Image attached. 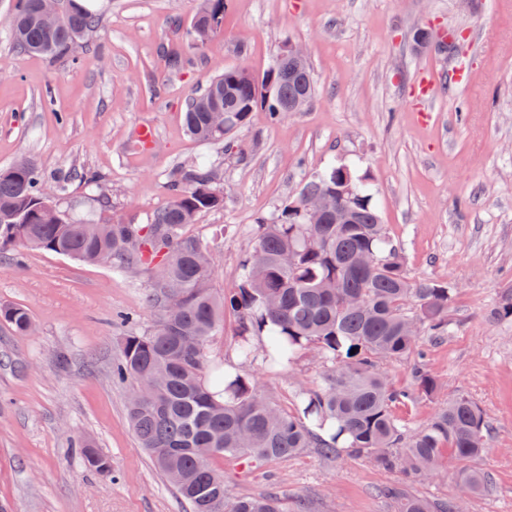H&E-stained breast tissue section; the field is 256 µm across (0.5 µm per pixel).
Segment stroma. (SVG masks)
Wrapping results in <instances>:
<instances>
[{
    "instance_id": "35a3bbf8",
    "label": "stroma",
    "mask_w": 512,
    "mask_h": 512,
    "mask_svg": "<svg viewBox=\"0 0 512 512\" xmlns=\"http://www.w3.org/2000/svg\"><path fill=\"white\" fill-rule=\"evenodd\" d=\"M17 0H0V169L31 158L46 180L67 177L55 199L71 218L142 224L171 199L170 171L208 161L223 208L188 234L211 241L217 291L234 287L259 221L275 217L305 179L329 164L355 166L388 237L415 278L457 291L448 331L425 337L431 398L396 406L410 431L464 395L486 413L490 437L475 468L488 493L460 495L444 462L412 493L460 497L459 512H512V319L489 311L512 286V0H228L224 28L204 47L191 36L197 0H94L98 24L62 55H31L12 41ZM420 28L454 33L455 53L421 49ZM303 46L315 82L308 106L279 120L251 112L235 135L246 161L188 136L187 99L232 67L262 74L285 45ZM194 59L170 71L164 47ZM466 82H448L449 69ZM156 132L149 147L139 126ZM155 270L132 274L51 251L0 258V306L24 308L27 336L0 323V507L6 512H188L127 422L130 384L113 378L120 342L151 328ZM307 353L261 386L289 407L297 385L318 381ZM112 462L86 466L82 445ZM235 496L270 495L286 512H395L381 486L399 481L370 459L308 448L267 464L215 459Z\"/></svg>"
}]
</instances>
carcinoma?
<instances>
[{
  "label": "carcinoma",
  "instance_id": "carcinoma-1",
  "mask_svg": "<svg viewBox=\"0 0 512 512\" xmlns=\"http://www.w3.org/2000/svg\"><path fill=\"white\" fill-rule=\"evenodd\" d=\"M37 0H17L9 19L14 44L35 55L67 51L97 24L77 0H62L60 23L46 29L37 18ZM227 0H200L192 36L205 45L224 26ZM244 68H226L186 102L188 134L222 142L261 108L274 120L301 93L313 98L310 67L293 68L272 85ZM225 90L224 133L212 130L209 110L214 89ZM172 198L145 224H99L66 218L53 205L63 181H45L28 158L0 170V254L45 250L85 263H108L119 273L153 266L170 287L153 284L159 326L123 337L112 374L133 383L128 420L142 448L190 512H285L271 496L237 497L224 484L217 456L244 455L263 462L315 448L328 458L349 448L408 481L426 478L448 453L458 466L459 488L468 495L488 489L485 474L470 466L486 448L487 417L469 397L439 404L429 423L409 433L393 408L419 396L433 397L437 381L413 364L410 389L394 387L379 363L418 354L425 332L443 334L453 289L437 279H413L384 232L365 178L348 165H331L309 177L298 197L351 192L341 205L354 209L351 223L329 216L317 226L288 215L262 222L241 262L231 291L211 288V269L198 263L210 251L185 228L203 212L224 206L216 171L204 161L180 165L170 174ZM230 309L238 315L236 364L212 360L210 338ZM492 317L512 319V289L499 297ZM0 322L19 336L32 331L28 312L0 306ZM314 352L322 364L320 381L292 392L283 409L243 368L267 375L289 371ZM85 459L99 475L112 478L111 461L85 446ZM398 512H458L453 500L410 493L406 484L379 490Z\"/></svg>",
  "mask_w": 512,
  "mask_h": 512
}]
</instances>
